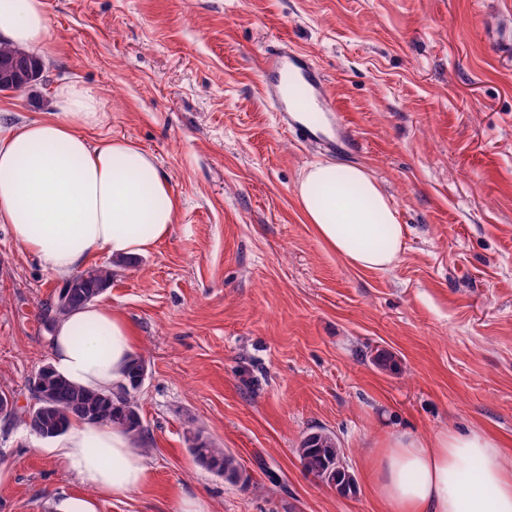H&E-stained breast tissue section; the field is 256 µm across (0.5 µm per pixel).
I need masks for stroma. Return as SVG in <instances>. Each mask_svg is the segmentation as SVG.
Masks as SVG:
<instances>
[{
    "instance_id": "35a3bbf8",
    "label": "stroma",
    "mask_w": 512,
    "mask_h": 512,
    "mask_svg": "<svg viewBox=\"0 0 512 512\" xmlns=\"http://www.w3.org/2000/svg\"><path fill=\"white\" fill-rule=\"evenodd\" d=\"M58 50L43 82L0 94V123L43 118L59 84L100 98L102 135L154 155L180 210L112 266L146 375L149 477L101 496L50 441L0 416V512H380L369 459L391 435L486 429L512 440V0H43ZM312 55L352 125L353 158L281 128L261 55ZM365 167L405 227L396 265H348L300 212L310 163ZM62 281L0 224V392L26 404L50 364L41 305ZM395 363L374 362L378 351ZM335 434L343 495L296 449ZM249 489L199 464L194 433Z\"/></svg>"
}]
</instances>
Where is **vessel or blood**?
I'll return each instance as SVG.
<instances>
[{
	"mask_svg": "<svg viewBox=\"0 0 512 512\" xmlns=\"http://www.w3.org/2000/svg\"><path fill=\"white\" fill-rule=\"evenodd\" d=\"M259 70L264 102L301 142H315L331 152L353 143L350 126L311 55L283 42L261 58Z\"/></svg>",
	"mask_w": 512,
	"mask_h": 512,
	"instance_id": "vessel-or-blood-1",
	"label": "vessel or blood"
}]
</instances>
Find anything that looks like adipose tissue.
Wrapping results in <instances>:
<instances>
[{"label": "adipose tissue", "mask_w": 512, "mask_h": 512, "mask_svg": "<svg viewBox=\"0 0 512 512\" xmlns=\"http://www.w3.org/2000/svg\"><path fill=\"white\" fill-rule=\"evenodd\" d=\"M0 41L53 56L43 0H0ZM107 120L100 98L70 82L55 88L46 117L0 124V224L59 277L82 270L98 251L115 259L149 252L178 215L153 155L124 140L91 139ZM296 194L306 223L337 256L362 269L393 267L404 229L367 169L310 163ZM134 351L127 320L96 303L57 320L51 337L54 369L90 389L124 383ZM58 448L67 471L97 494L125 495L147 481L138 441L120 427L73 422ZM511 453L481 429L430 440L398 434L370 459L371 488L383 512H512Z\"/></svg>", "instance_id": "obj_1"}]
</instances>
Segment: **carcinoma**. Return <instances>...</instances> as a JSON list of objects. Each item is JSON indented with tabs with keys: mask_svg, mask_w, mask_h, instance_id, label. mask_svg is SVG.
Listing matches in <instances>:
<instances>
[{
	"mask_svg": "<svg viewBox=\"0 0 512 512\" xmlns=\"http://www.w3.org/2000/svg\"><path fill=\"white\" fill-rule=\"evenodd\" d=\"M0 58L19 60L20 70L11 76V81L19 90L29 86L31 75L42 66L38 57L8 45H0ZM74 278L83 280L85 288L69 303L63 304L57 299L45 302L41 310L45 322L54 323L72 310L95 301L110 286L112 268H91L74 275ZM143 373L142 359L132 357L127 382L111 391L86 389L65 379L52 368L45 373H36L31 384L40 382L46 386L52 393L53 402L31 416L21 413L19 417L33 433L45 440L59 437L73 421L85 420L88 413L94 416L95 423L119 426L138 438L142 434L143 423L134 392L140 387L139 380ZM190 452L215 473L245 488L250 486V477L243 473L235 457L201 434L193 437ZM297 454L303 467L322 482L343 494L354 491L355 479L344 464L334 433L319 429L305 435Z\"/></svg>",
	"mask_w": 512,
	"mask_h": 512,
	"instance_id": "carcinoma-1",
	"label": "carcinoma"
}]
</instances>
